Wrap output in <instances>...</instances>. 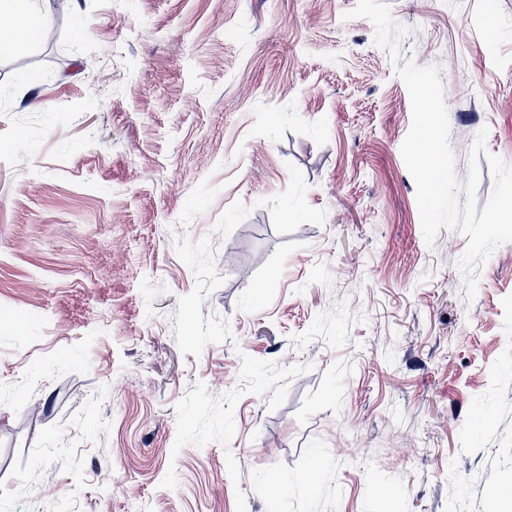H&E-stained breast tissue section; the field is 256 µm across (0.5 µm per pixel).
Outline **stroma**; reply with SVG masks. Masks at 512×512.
Segmentation results:
<instances>
[{
	"label": "stroma",
	"instance_id": "obj_1",
	"mask_svg": "<svg viewBox=\"0 0 512 512\" xmlns=\"http://www.w3.org/2000/svg\"><path fill=\"white\" fill-rule=\"evenodd\" d=\"M389 3L459 179L512 164V0ZM355 5L50 0L0 56V512H512V242L467 299Z\"/></svg>",
	"mask_w": 512,
	"mask_h": 512
}]
</instances>
